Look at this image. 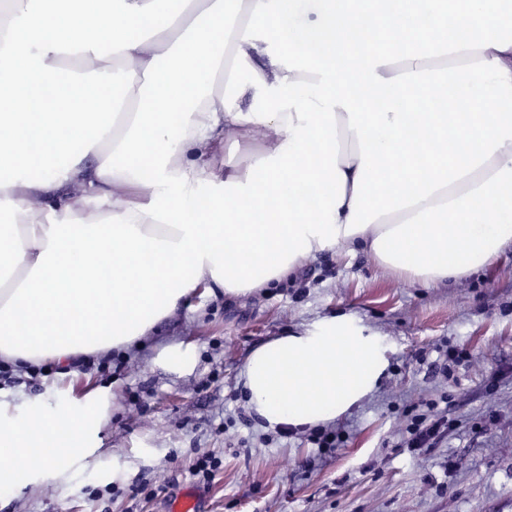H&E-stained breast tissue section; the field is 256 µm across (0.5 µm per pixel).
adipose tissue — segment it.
<instances>
[{
	"label": "adipose tissue",
	"mask_w": 512,
	"mask_h": 512,
	"mask_svg": "<svg viewBox=\"0 0 512 512\" xmlns=\"http://www.w3.org/2000/svg\"><path fill=\"white\" fill-rule=\"evenodd\" d=\"M34 0L0 31V360L22 370L131 352L188 294L235 297L318 254L361 249L430 287L512 248L506 0ZM378 43L360 51L363 27ZM451 72L472 111L416 112ZM129 102L112 109L111 86ZM272 96L270 109L244 99ZM241 163L217 173L227 138ZM258 141L262 150L252 151ZM387 367L375 333L322 318L241 373L267 429L336 420ZM110 393L0 404V484L102 453Z\"/></svg>",
	"instance_id": "1"
}]
</instances>
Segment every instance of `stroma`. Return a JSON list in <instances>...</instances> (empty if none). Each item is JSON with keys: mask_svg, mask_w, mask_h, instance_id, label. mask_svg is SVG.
<instances>
[{"mask_svg": "<svg viewBox=\"0 0 512 512\" xmlns=\"http://www.w3.org/2000/svg\"><path fill=\"white\" fill-rule=\"evenodd\" d=\"M353 315L379 334L388 367L377 388L331 422L348 441L321 457L306 430L268 440L242 396L246 358L268 340L318 319ZM467 360L448 377L428 360L442 343ZM194 346L185 373L168 356ZM68 378L0 379V400L50 411L71 390L110 388L102 446L122 476L102 470L31 485L0 512H166L192 487L197 456L223 458L201 489L202 512H512V252L472 276L426 288L388 273L364 252L332 249L293 277L232 299L190 295L144 337L135 355ZM448 393L457 424L436 447L409 451L403 412ZM143 485L142 494L130 489Z\"/></svg>", "mask_w": 512, "mask_h": 512, "instance_id": "obj_1", "label": "stroma"}]
</instances>
